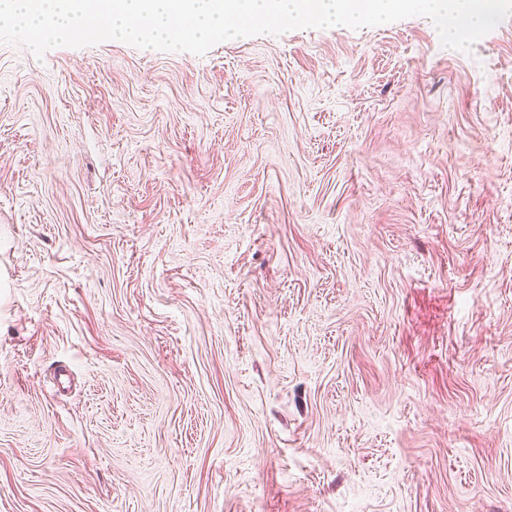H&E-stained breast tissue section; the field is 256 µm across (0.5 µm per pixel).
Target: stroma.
Returning <instances> with one entry per match:
<instances>
[{
	"label": "stroma",
	"instance_id": "stroma-1",
	"mask_svg": "<svg viewBox=\"0 0 512 512\" xmlns=\"http://www.w3.org/2000/svg\"><path fill=\"white\" fill-rule=\"evenodd\" d=\"M0 512H512V16L0 43Z\"/></svg>",
	"mask_w": 512,
	"mask_h": 512
}]
</instances>
